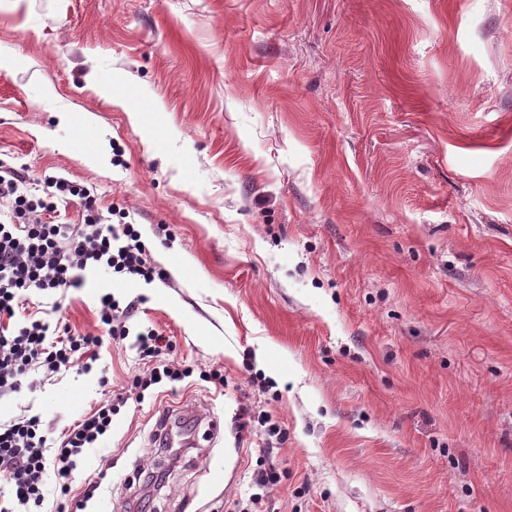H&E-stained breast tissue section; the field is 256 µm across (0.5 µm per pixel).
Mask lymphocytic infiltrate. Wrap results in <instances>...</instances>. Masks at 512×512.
Listing matches in <instances>:
<instances>
[{
    "mask_svg": "<svg viewBox=\"0 0 512 512\" xmlns=\"http://www.w3.org/2000/svg\"><path fill=\"white\" fill-rule=\"evenodd\" d=\"M45 194L19 170L0 162V401L20 394L31 376L46 382L90 363L79 354L104 340L129 341L142 367L117 383L115 399L62 433L48 438L40 416L20 414L0 422V512H63L60 502L71 492L70 479L86 453L112 431L114 415L127 400L143 402L151 388L174 384L193 371L177 359L169 339L152 328L131 331L136 302L121 303L102 294L95 331L72 335L51 325L32 296L62 300L69 289L85 285L92 274L152 283L157 269L133 223L107 222L97 196L86 186L52 177ZM78 202L81 221L55 224L48 213Z\"/></svg>",
    "mask_w": 512,
    "mask_h": 512,
    "instance_id": "1",
    "label": "lymphocytic infiltrate"
}]
</instances>
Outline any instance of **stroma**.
Returning a JSON list of instances; mask_svg holds the SVG:
<instances>
[{
    "label": "stroma",
    "mask_w": 512,
    "mask_h": 512,
    "mask_svg": "<svg viewBox=\"0 0 512 512\" xmlns=\"http://www.w3.org/2000/svg\"><path fill=\"white\" fill-rule=\"evenodd\" d=\"M0 162L128 211L166 274L89 276L63 323L144 296L132 327L193 370L121 407L72 496L236 512L270 459L269 512H512V0H0ZM139 368L103 346L0 420L58 437ZM185 405L219 434L151 456ZM245 416H247V418L249 419L248 422L241 421L245 418ZM255 418H257V420H255ZM236 421V427L238 429V431L236 432L237 434L241 433L242 430H244L247 427L248 423H251L253 421L258 422L260 427H264V431L269 438L276 437V440H281L283 437L281 426L278 423L273 422L272 416L268 415L266 411H260L258 415L255 416V414L250 415V412H247V410H243V413H240L238 415Z\"/></svg>",
    "instance_id": "stroma-1"
}]
</instances>
